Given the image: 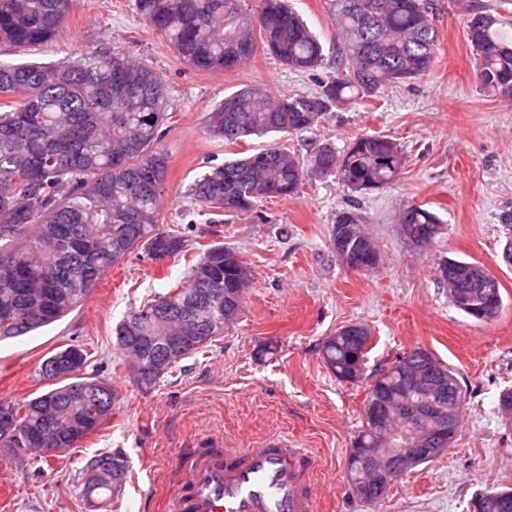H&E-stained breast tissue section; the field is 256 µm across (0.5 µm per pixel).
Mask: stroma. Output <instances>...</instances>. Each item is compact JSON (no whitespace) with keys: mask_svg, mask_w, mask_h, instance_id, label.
Listing matches in <instances>:
<instances>
[{"mask_svg":"<svg viewBox=\"0 0 512 512\" xmlns=\"http://www.w3.org/2000/svg\"><path fill=\"white\" fill-rule=\"evenodd\" d=\"M433 2L439 39L428 74L327 113L303 134L231 145L206 131L208 112L225 95L246 85L275 96L312 93L329 68L299 74L260 47L245 67L194 69L135 13L133 0H72L52 41L0 46V60L15 63H57L93 44L110 46L157 71L170 102L158 227L223 244L252 270L237 321L150 389L135 382L112 330L148 299L184 285L195 260L190 253L155 262L134 251L68 316L0 342V398L46 391L39 366L66 344L88 348V373L110 380L118 395L111 419L66 456L16 465L0 453V512H92L83 469L97 455L115 452L127 477L112 512H167L187 449L204 443L257 448L278 435L317 458V512H472L480 493L512 487V415L499 408L501 392L512 388V265L502 260L507 230L500 222L512 211V101L474 82L463 26L468 0ZM362 134L389 136L407 156L387 188L357 194L334 176L308 178L292 197L259 200L253 211L220 224L197 215L185 194L209 166L233 154L275 141L306 165L319 145L330 142L341 151ZM352 204L381 254L380 267L363 274L347 271L330 241L337 215ZM411 204L435 212L443 224L425 253L399 232L398 215ZM443 257L480 263L495 276L502 296L497 317L477 322L450 302L434 276ZM351 323L372 334L366 375L422 347L453 370L466 400L449 450L412 469L374 506L353 496L345 478L363 425L366 386L337 380L320 353L325 337ZM267 343L273 354L258 358Z\"/></svg>","mask_w":512,"mask_h":512,"instance_id":"stroma-1","label":"stroma"}]
</instances>
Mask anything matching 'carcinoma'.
<instances>
[{
  "mask_svg": "<svg viewBox=\"0 0 512 512\" xmlns=\"http://www.w3.org/2000/svg\"><path fill=\"white\" fill-rule=\"evenodd\" d=\"M136 13L171 42L197 70H233L254 56L256 42L289 69L307 74L326 60L319 36L288 0H261L244 12L239 0H134ZM70 0H0V44L29 47L52 39L64 24ZM335 23L336 74L310 94L272 97L245 86L224 97L208 115V132L228 144L271 133L301 134L334 109L373 98L387 86L428 73L436 59L438 31L431 0H328ZM465 32L475 55V79L492 95L512 98V24L475 0L466 5ZM17 99L0 111V340L24 336L72 313L107 271L136 249L156 261L176 257L188 238L156 224L168 156L160 147L170 105L161 75L126 52L93 47L61 64L0 60V97ZM406 165L402 147L385 135H362L339 152L324 144L311 173L339 176L357 193L392 184ZM306 170L294 153L274 142L224 160L195 179L188 195L208 215L246 213L260 198L298 192ZM401 224H438L421 205L399 215ZM243 260L219 244L203 250L186 286L162 294L113 329L126 354L140 345L146 362L157 338L177 336L178 306L206 289L212 299L199 311L203 331L182 347L164 348L163 367L152 366L140 384L151 387L180 361L203 351L240 315L246 289L239 287ZM476 304L498 314L496 279ZM371 336H328L321 345L327 368L356 383L364 371ZM89 353L65 345L45 358L39 376L50 389L27 399H0V448L16 456L43 457L51 449L79 447L111 416L112 385L84 372ZM429 360L454 390L445 409L464 404L461 385L426 349L394 362ZM384 429L372 418L355 448L379 442ZM125 476L117 454L90 462L83 491L91 502L120 495Z\"/></svg>",
  "mask_w": 512,
  "mask_h": 512,
  "instance_id": "obj_1",
  "label": "carcinoma"
}]
</instances>
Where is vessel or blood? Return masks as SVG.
Returning <instances> with one entry per match:
<instances>
[{"label": "vessel or blood", "instance_id": "obj_1", "mask_svg": "<svg viewBox=\"0 0 512 512\" xmlns=\"http://www.w3.org/2000/svg\"><path fill=\"white\" fill-rule=\"evenodd\" d=\"M313 468L309 456L277 443L193 448L172 512H314Z\"/></svg>", "mask_w": 512, "mask_h": 512}]
</instances>
